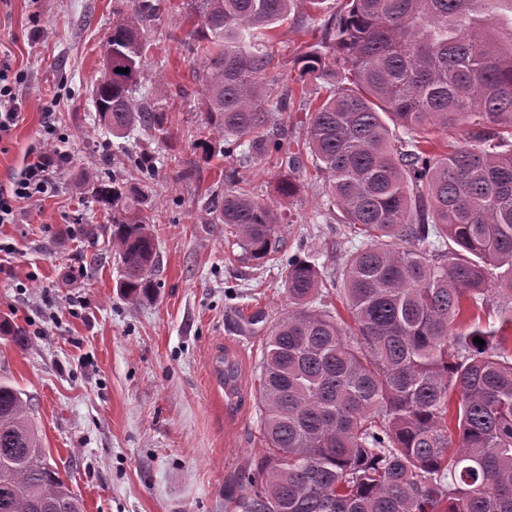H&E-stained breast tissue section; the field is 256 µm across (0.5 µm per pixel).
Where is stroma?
<instances>
[{"instance_id": "1", "label": "stroma", "mask_w": 512, "mask_h": 512, "mask_svg": "<svg viewBox=\"0 0 512 512\" xmlns=\"http://www.w3.org/2000/svg\"><path fill=\"white\" fill-rule=\"evenodd\" d=\"M183 2L170 0L150 29L143 66L155 94L188 92L168 111L167 146L142 130L115 138L96 123L91 91L123 0H0V58L24 75L21 119L0 142V185L20 171L45 118L70 157L54 197L27 205L18 223L0 224V322L27 338L21 347L0 335V377L32 397L49 461L82 497L84 512H225V483L265 449L255 401L265 333L242 319L258 309L279 317L288 296L280 268L239 260L233 237L203 208L224 187L225 161L222 152L206 155L197 146L204 115L181 44ZM313 16L301 0L272 32L278 55L267 83L305 92L281 115L292 150L326 94L319 82H300L294 64L322 49ZM169 151L175 158L149 181L151 202L140 209L156 237V288L136 302L116 288L112 224L84 178L110 176L131 156ZM183 162L196 166L193 180L180 179ZM280 172L279 160L267 158L241 168L239 179L278 202ZM295 176L299 193L280 202L292 219L285 252L315 255L335 271L336 226L313 221L326 197L311 156ZM226 351L241 368L232 400L213 375L214 359Z\"/></svg>"}]
</instances>
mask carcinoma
Returning a JSON list of instances; mask_svg holds the SVG:
<instances>
[{"label": "carcinoma", "instance_id": "cac0c4a2", "mask_svg": "<svg viewBox=\"0 0 512 512\" xmlns=\"http://www.w3.org/2000/svg\"><path fill=\"white\" fill-rule=\"evenodd\" d=\"M295 0H187L182 39L197 60L204 112L199 143L224 142L222 191L205 210L235 237L242 261L281 265L288 314L263 311L257 392L266 453L240 470L230 512H512V41L498 38L487 0H346L322 24V44L347 67L307 122L306 149L345 228L341 264L325 276L314 256H284L285 213L238 186L239 169L280 153L278 115L293 91L266 87L270 30ZM166 0H129L106 38L112 76L98 80V121L122 138L141 129L171 142L167 98L147 103L142 61ZM303 75L331 80L322 54ZM124 72L119 73L117 69ZM402 128L393 137L388 123ZM470 128L469 142L425 149L431 130ZM155 176L157 157L128 158ZM127 176L96 178L112 213L122 265L117 288L149 296L157 263L149 223L127 216ZM360 244H355V240ZM336 290L354 325L333 314ZM499 326L456 333L462 300L490 287ZM479 337L484 345L474 342ZM224 392L240 367L224 352ZM457 392L456 428L448 396ZM0 512H83L47 461L26 393L0 378Z\"/></svg>", "mask_w": 512, "mask_h": 512}]
</instances>
